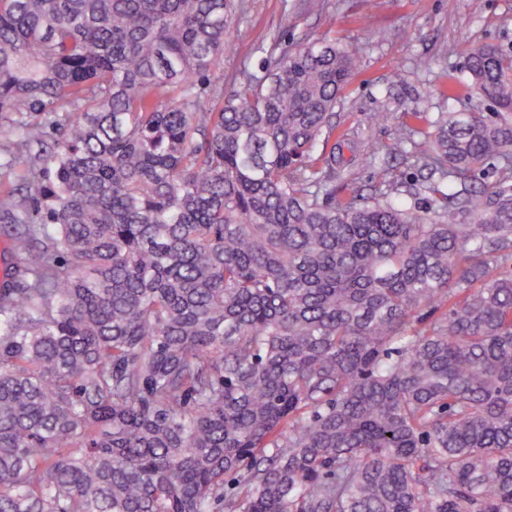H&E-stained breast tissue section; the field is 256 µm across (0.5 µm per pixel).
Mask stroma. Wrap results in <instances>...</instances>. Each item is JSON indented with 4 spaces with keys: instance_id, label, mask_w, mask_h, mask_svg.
I'll use <instances>...</instances> for the list:
<instances>
[{
    "instance_id": "stroma-1",
    "label": "stroma",
    "mask_w": 512,
    "mask_h": 512,
    "mask_svg": "<svg viewBox=\"0 0 512 512\" xmlns=\"http://www.w3.org/2000/svg\"><path fill=\"white\" fill-rule=\"evenodd\" d=\"M326 32L359 51L355 79L336 106V121L350 135L336 155L343 166L336 197L371 198L396 184L428 182L414 157L426 150L428 121L437 113L491 111L475 94L450 100L441 88L448 77H464L467 44L512 48V0H324L317 13L307 12L304 0H246L220 63L225 89L241 70L264 75L273 44ZM374 112L398 121L421 112L427 120L398 146L391 126L371 123ZM372 145L377 153H369Z\"/></svg>"
}]
</instances>
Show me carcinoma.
I'll list each match as a JSON object with an SVG mask.
<instances>
[{
    "mask_svg": "<svg viewBox=\"0 0 512 512\" xmlns=\"http://www.w3.org/2000/svg\"><path fill=\"white\" fill-rule=\"evenodd\" d=\"M231 7L0 0V512H512V49L429 122L440 206L338 202L357 52L226 95ZM24 167L23 160L17 158L11 167L0 168V198L9 191H13L16 197L26 195V184L21 177L24 174Z\"/></svg>",
    "mask_w": 512,
    "mask_h": 512,
    "instance_id": "1",
    "label": "carcinoma"
}]
</instances>
